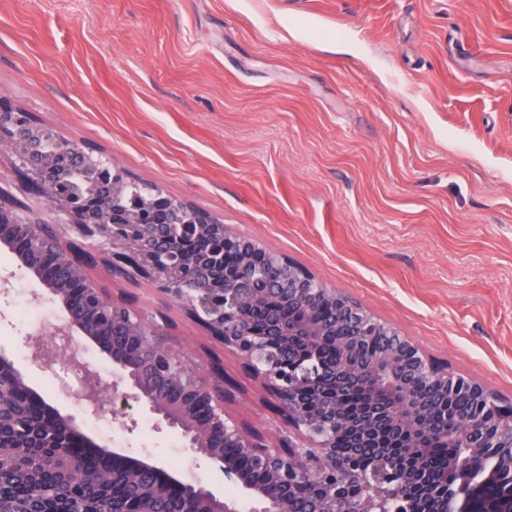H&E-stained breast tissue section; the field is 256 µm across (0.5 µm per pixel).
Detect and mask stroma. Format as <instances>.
<instances>
[{
	"instance_id": "1",
	"label": "stroma",
	"mask_w": 512,
	"mask_h": 512,
	"mask_svg": "<svg viewBox=\"0 0 512 512\" xmlns=\"http://www.w3.org/2000/svg\"><path fill=\"white\" fill-rule=\"evenodd\" d=\"M0 92L512 401V0H0ZM15 273L0 353L80 416L31 363L63 312L34 315ZM91 276L165 315L176 352L210 347L146 280ZM223 357L227 414L274 431L272 398ZM80 418L94 444L235 491L146 415Z\"/></svg>"
}]
</instances>
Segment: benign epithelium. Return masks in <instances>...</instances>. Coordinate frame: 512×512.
I'll return each mask as SVG.
<instances>
[{"instance_id":"7a95c632","label":"benign epithelium","mask_w":512,"mask_h":512,"mask_svg":"<svg viewBox=\"0 0 512 512\" xmlns=\"http://www.w3.org/2000/svg\"><path fill=\"white\" fill-rule=\"evenodd\" d=\"M0 152L14 160L27 189L41 197L54 219L37 217L22 201L0 191V249L36 280L37 300L59 306L64 319L50 335L63 344L38 345L32 363L56 364L80 371L76 388L64 396L86 417L110 418L127 430L137 427L128 409L137 406L155 428L178 431L193 461L216 466L243 498L224 497L199 484L184 482L149 457L136 458L119 449L91 444L74 415L51 409L63 433L44 437L32 431L12 437L19 418L14 393L35 391L14 363L0 356V486L4 474L53 477L55 489L12 512H73L71 488L82 449L103 455L112 477L126 474L145 481L144 495L122 512H164L158 503L188 497L196 512H405L406 487L421 471L425 449L416 442H450L458 449L451 463L464 481L465 460L484 444L499 449L487 478L512 473V402L504 403L485 385L464 380L436 366L410 337L381 321L360 303L319 283L289 258L263 249L253 239L233 234L210 212L173 198L161 190L126 202L129 174L110 157L94 156L76 141L58 136L17 111L0 95ZM207 239L233 243L243 257L227 265L207 252L188 262L182 246ZM97 266L114 278L136 276L174 299L185 316L199 325L213 344L240 354L264 391L284 409L275 439L230 418L225 401L224 371L213 360L179 355L169 344L167 325L126 299L108 298L89 276ZM274 290L305 311L292 325L266 315L264 294ZM333 311L332 329L343 332L341 354L331 365L321 357L326 328L311 314L315 306ZM94 320L112 328L129 348L105 347ZM95 345L112 360L111 380L83 361L82 342ZM178 387L171 401L146 381L145 368ZM430 383L448 392L465 384L492 413L470 415L448 427H436L425 414L416 388ZM361 391L362 407L350 413L339 405L347 393ZM200 403L211 406L210 426L195 419ZM224 432V453L209 440V427ZM402 428L414 443L391 462L380 456L360 470L336 453V437L348 434L353 448H381L382 432ZM446 512H512L484 497L457 502L445 495Z\"/></svg>"}]
</instances>
